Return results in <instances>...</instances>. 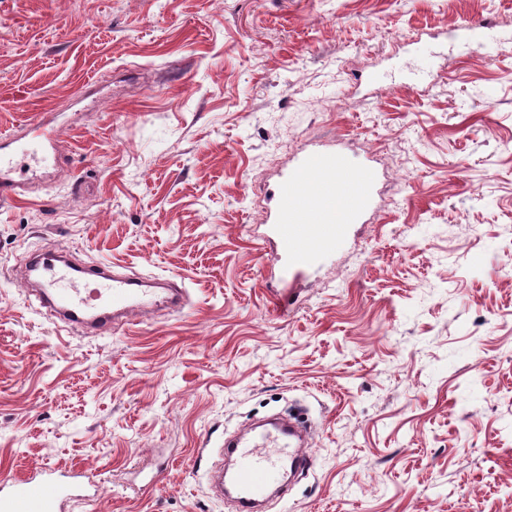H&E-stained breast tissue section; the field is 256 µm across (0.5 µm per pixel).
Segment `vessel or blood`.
<instances>
[{
	"mask_svg": "<svg viewBox=\"0 0 512 512\" xmlns=\"http://www.w3.org/2000/svg\"><path fill=\"white\" fill-rule=\"evenodd\" d=\"M492 28L490 22L469 19L456 24L452 33L480 50ZM24 159L32 161V168H21ZM55 163V135L44 116L31 120L24 136L1 131L0 201L25 195ZM376 185L372 165L354 162L344 148L314 149L298 157L279 183L272 216L271 232L285 272L302 275L341 243L347 225L363 223L374 206ZM26 269L34 274L42 306L59 323L99 334L110 333L118 318L162 303L180 308L188 301L176 278L147 281L102 264L75 267L56 247L33 252ZM230 448L234 464L229 490L242 512H254L279 486L283 460L295 468L313 463L304 444L277 424L244 431ZM87 496L79 470L40 468L22 478H0V512H62L67 502Z\"/></svg>",
	"mask_w": 512,
	"mask_h": 512,
	"instance_id": "vessel-or-blood-1",
	"label": "vessel or blood"
}]
</instances>
